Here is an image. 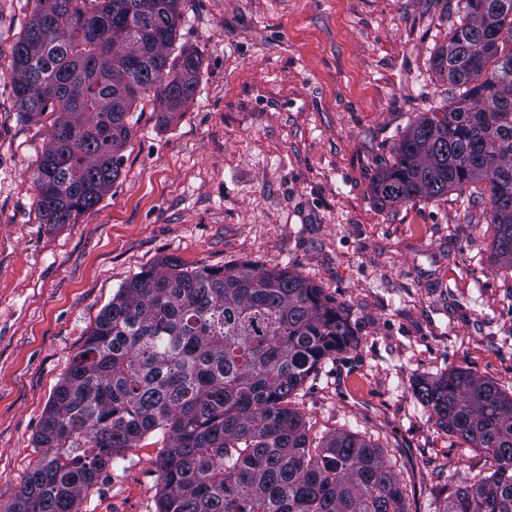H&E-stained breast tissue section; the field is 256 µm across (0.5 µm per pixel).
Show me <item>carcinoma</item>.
<instances>
[{
  "mask_svg": "<svg viewBox=\"0 0 512 512\" xmlns=\"http://www.w3.org/2000/svg\"><path fill=\"white\" fill-rule=\"evenodd\" d=\"M12 48L15 102L59 113L34 174L46 224H72L118 179L130 113L153 94L162 123L194 96L200 58L171 57L182 0H37ZM433 67L466 87L425 112L375 186L389 205L488 192V244L512 272V0H461ZM350 316L310 280L248 261L189 267L171 256L123 282L53 392L44 453L10 512H74L102 474L162 436L156 512H408L382 448L346 431L322 442L292 396L349 345ZM414 395L448 432L493 459L439 512H512V395L453 367Z\"/></svg>",
  "mask_w": 512,
  "mask_h": 512,
  "instance_id": "obj_1",
  "label": "carcinoma"
}]
</instances>
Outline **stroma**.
<instances>
[{
	"mask_svg": "<svg viewBox=\"0 0 512 512\" xmlns=\"http://www.w3.org/2000/svg\"><path fill=\"white\" fill-rule=\"evenodd\" d=\"M459 0H183L176 48L198 51L195 96L169 125L141 96L111 190L52 226L32 181L56 113L15 103L11 49L36 0H0V512L41 457L46 406L127 278L167 256L250 261L343 304L355 343L295 399L312 433L352 431L396 464L410 512H437L490 459L413 396L452 367L512 392V274L483 202L449 192L379 203L391 148L461 87L431 57ZM156 438L128 449L77 512H156Z\"/></svg>",
	"mask_w": 512,
	"mask_h": 512,
	"instance_id": "1",
	"label": "stroma"
}]
</instances>
